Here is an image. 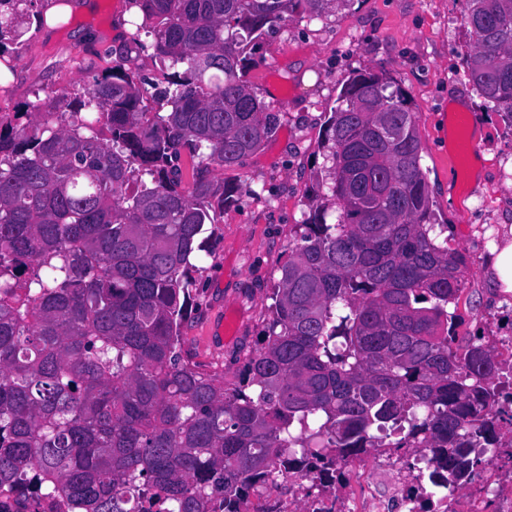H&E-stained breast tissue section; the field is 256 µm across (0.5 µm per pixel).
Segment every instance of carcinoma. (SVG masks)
I'll return each instance as SVG.
<instances>
[{"instance_id":"carcinoma-1","label":"carcinoma","mask_w":512,"mask_h":512,"mask_svg":"<svg viewBox=\"0 0 512 512\" xmlns=\"http://www.w3.org/2000/svg\"><path fill=\"white\" fill-rule=\"evenodd\" d=\"M353 2L128 0L141 22L119 59L56 98L70 123L30 104L0 127L1 494L33 466L68 512H207L216 496L234 512L280 448H431L451 479L479 473L472 449L512 426L500 364L482 334L458 341L467 257L448 245L410 101L384 71L340 91L310 213L236 380L182 346L192 259L233 200L212 201L211 175L281 124L245 73L287 18ZM465 2V72L511 129L512 0ZM33 4L0 0L8 70ZM144 36L157 83L125 68ZM150 88L169 111H146Z\"/></svg>"}]
</instances>
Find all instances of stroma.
<instances>
[{
  "label": "stroma",
  "instance_id": "obj_1",
  "mask_svg": "<svg viewBox=\"0 0 512 512\" xmlns=\"http://www.w3.org/2000/svg\"><path fill=\"white\" fill-rule=\"evenodd\" d=\"M71 12L54 26L33 23L13 69L0 80V114L87 86L109 66L127 35L126 0H67ZM464 0H354L325 20H288L268 37L246 74L258 98L281 112L277 133L233 169L212 175L215 193L235 192L218 218L217 238L202 253L194 291L200 307L182 329V343L203 368L233 375L270 304L269 292L288 258L296 224L309 213L310 175L317 145L345 80L382 70L408 94L421 142L422 166L439 220L453 247L466 253V293L457 312L459 334L496 336L505 305L488 297L489 247L512 225V131L486 111L464 75ZM470 113L477 154L454 157L448 120Z\"/></svg>",
  "mask_w": 512,
  "mask_h": 512
}]
</instances>
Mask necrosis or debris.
Returning <instances> with one entry per match:
<instances>
[{"mask_svg": "<svg viewBox=\"0 0 512 512\" xmlns=\"http://www.w3.org/2000/svg\"><path fill=\"white\" fill-rule=\"evenodd\" d=\"M503 447L480 451L477 479L447 482L436 474L428 448H374L334 460L325 473L317 457L287 451L273 458L284 490L246 493L239 512H386L396 501L402 512H512V435Z\"/></svg>", "mask_w": 512, "mask_h": 512, "instance_id": "4bbe7bcc", "label": "necrosis or debris"}]
</instances>
